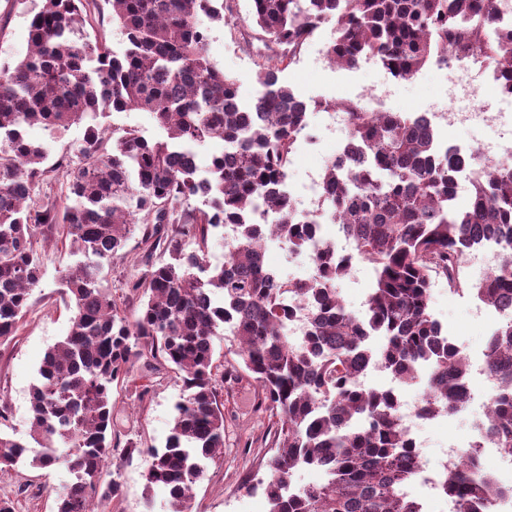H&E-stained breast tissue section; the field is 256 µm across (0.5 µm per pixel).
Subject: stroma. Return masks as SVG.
Masks as SVG:
<instances>
[{"label":"stroma","mask_w":512,"mask_h":512,"mask_svg":"<svg viewBox=\"0 0 512 512\" xmlns=\"http://www.w3.org/2000/svg\"><path fill=\"white\" fill-rule=\"evenodd\" d=\"M42 4L43 0H0V68L14 65L25 56L29 19ZM83 16L84 33L90 41H103L112 49H122L123 37L112 20L110 0H88ZM207 27L211 62L237 78L242 98L251 100L258 89L256 73L260 66L275 59L276 49L265 48L252 27L221 21L208 22ZM334 37V22L323 23L296 60L280 74L284 83L310 103L308 128L316 136L315 143L299 142L292 153L287 178L292 192L308 175L323 173L328 159L345 144L344 133L325 126L326 105L352 100L379 112L415 115L444 111L464 95L463 86L452 85L445 71L433 65L425 66L409 80L393 78L373 60L361 61L354 67L330 65L324 53ZM37 248L42 262L41 283L32 292L18 332L11 341L0 345V402L8 408V419L0 430L18 437L27 433L30 392L41 361L52 346L67 336L72 316L69 299L60 285V272L74 264V256L52 238L39 242ZM144 269L143 250L138 238L133 237L102 275L113 294L119 296L126 281L141 275ZM371 280L370 265L359 261L351 274L336 284L348 310L355 315H362L366 309ZM472 303L469 295L449 293L444 281H436L432 287L433 316L457 345L478 355L485 347L489 326L473 317ZM140 382L141 372L136 369L130 383L113 388L117 441L123 444L137 438L145 445L159 447L170 433L182 387L175 373L161 372L150 378L149 397L141 402L134 393ZM219 399L224 404V448L215 461L208 463L194 487L195 512H268L262 492L246 495L238 487L269 449L274 426L255 412L258 391L247 375L225 380ZM480 412L475 404L465 413L425 422L423 436L431 461H439L448 443L466 447L472 436L470 423ZM144 467L143 459L128 462L120 451H113L103 478L118 480L123 494L106 504V512H166L163 490H155L150 496L145 493ZM71 481L72 474L62 463L48 469L20 467L0 472V498L14 501V512H55L57 492Z\"/></svg>","instance_id":"obj_1"}]
</instances>
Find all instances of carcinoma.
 Segmentation results:
<instances>
[{
  "label": "carcinoma",
  "instance_id": "obj_1",
  "mask_svg": "<svg viewBox=\"0 0 512 512\" xmlns=\"http://www.w3.org/2000/svg\"><path fill=\"white\" fill-rule=\"evenodd\" d=\"M81 2L43 0L29 23L27 54L0 70V343L17 332L41 280L36 244L44 228L56 229L78 257L62 274L73 304L69 333L39 367L29 440L0 431V469L65 462L74 479L58 493L56 512H89L99 500L119 498L121 484L102 481L115 429L112 389L139 362L148 376L179 375L183 395L164 446L129 439L123 458L145 457L146 499L161 486L169 512H194L193 487L224 447L217 386L228 373L213 369L215 340L228 336L237 344L230 367L257 384L256 408L277 425L259 463L263 474L249 475L240 489L262 490L269 512H423L411 493L418 462L395 393L357 378L373 366L413 383L425 366L420 416L465 404L468 365L431 313V288L443 278L453 293L512 308V166L487 163L472 172L470 201L460 207L462 161L434 127L336 102L350 115L342 148L350 161L338 154L327 162L323 205L354 250L324 240L308 277L273 276L261 241L305 253L320 230L285 190L309 105L278 72L333 18V64L374 59L394 78L410 79L456 47L495 61L512 90V29L494 25L493 0H251V25L280 54L258 71L248 105L237 80L211 62L200 22L228 21V0H112L120 52L84 39ZM481 16L494 29L476 42L470 32ZM133 111L151 113L163 137L125 129L109 149L105 129L88 127L80 162L67 165L72 203L61 211L52 203L30 207L49 154L27 128L53 133L97 112ZM214 138L226 148L200 177L194 148ZM261 202L276 223L253 222L250 209ZM222 226L233 234L224 239V265L213 267L208 242ZM137 231L145 271L127 282L120 302L101 273ZM484 241L498 247L499 260L487 278L471 282L464 260ZM157 251L168 259L152 261ZM358 259L374 272L362 316L334 287ZM299 305L307 332L293 345L286 322ZM484 363L494 381L487 434L512 457V318L489 337ZM299 467L321 469L324 482L293 488ZM442 490L456 512H491L512 486L468 463L445 476Z\"/></svg>",
  "mask_w": 512,
  "mask_h": 512
}]
</instances>
